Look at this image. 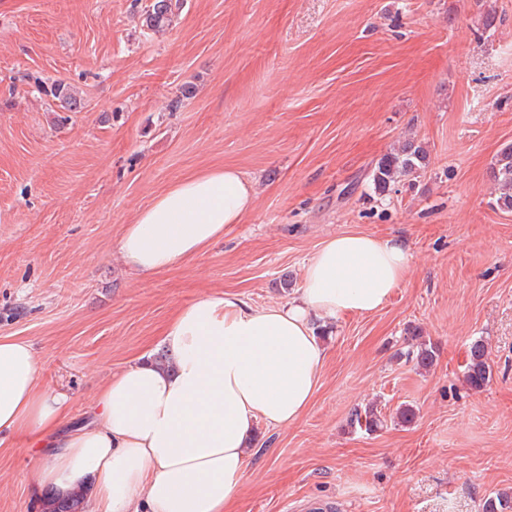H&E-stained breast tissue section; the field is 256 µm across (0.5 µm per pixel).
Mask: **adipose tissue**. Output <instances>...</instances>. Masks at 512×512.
Listing matches in <instances>:
<instances>
[{
	"mask_svg": "<svg viewBox=\"0 0 512 512\" xmlns=\"http://www.w3.org/2000/svg\"><path fill=\"white\" fill-rule=\"evenodd\" d=\"M253 206L251 184L233 167L186 176L125 226L119 253L144 274L174 268ZM410 263L398 238L346 232L321 244L285 304L203 294L164 328L170 361L139 358L113 373L81 421L65 393L41 386L30 342L0 336V440L37 449L34 490L90 486L91 512H229L258 423H295L319 388L317 323L382 309Z\"/></svg>",
	"mask_w": 512,
	"mask_h": 512,
	"instance_id": "obj_1",
	"label": "adipose tissue"
}]
</instances>
